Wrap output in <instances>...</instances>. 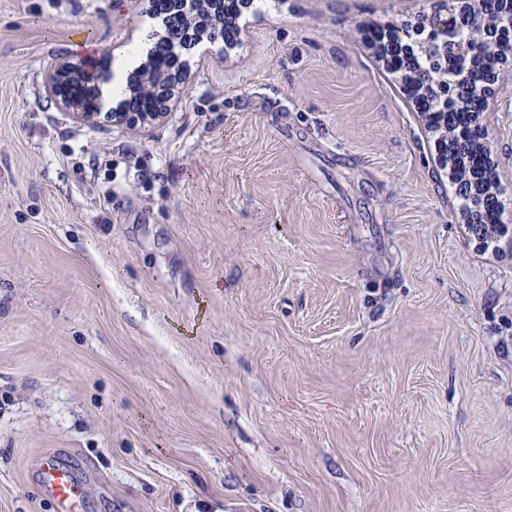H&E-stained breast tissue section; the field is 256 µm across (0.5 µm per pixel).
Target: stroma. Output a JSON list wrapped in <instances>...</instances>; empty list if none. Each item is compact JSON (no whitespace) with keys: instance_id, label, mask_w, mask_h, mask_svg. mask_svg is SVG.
<instances>
[{"instance_id":"stroma-1","label":"stroma","mask_w":512,"mask_h":512,"mask_svg":"<svg viewBox=\"0 0 512 512\" xmlns=\"http://www.w3.org/2000/svg\"><path fill=\"white\" fill-rule=\"evenodd\" d=\"M433 3L254 0L140 133L45 78L148 0H0V512H512V96L481 244L365 35ZM40 478L42 487L56 502L59 512H79L83 489L71 467L45 461Z\"/></svg>"}]
</instances>
